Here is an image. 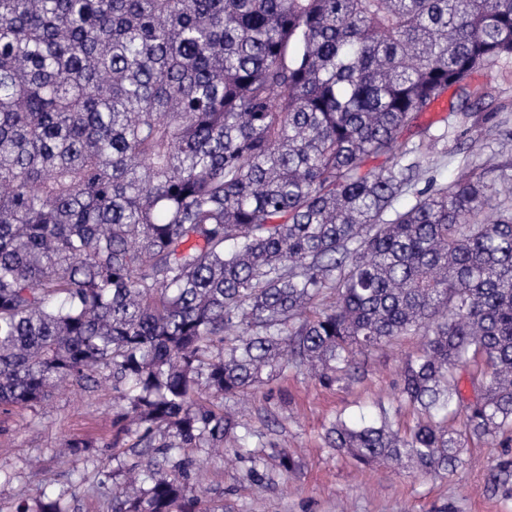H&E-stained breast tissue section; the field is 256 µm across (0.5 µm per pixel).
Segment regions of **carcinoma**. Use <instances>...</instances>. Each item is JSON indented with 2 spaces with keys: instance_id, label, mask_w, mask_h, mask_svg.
<instances>
[{
  "instance_id": "carcinoma-1",
  "label": "carcinoma",
  "mask_w": 512,
  "mask_h": 512,
  "mask_svg": "<svg viewBox=\"0 0 512 512\" xmlns=\"http://www.w3.org/2000/svg\"><path fill=\"white\" fill-rule=\"evenodd\" d=\"M511 57L512 0H0V407L108 379L118 452L154 451L112 512H224L178 456L241 455L225 397L293 367L349 385L419 333L397 393L414 426L382 407L325 443L455 475L512 430V204L488 216L471 176L399 211L421 151H395ZM485 490L512 493V451Z\"/></svg>"
}]
</instances>
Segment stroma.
Wrapping results in <instances>:
<instances>
[{
  "instance_id": "obj_1",
  "label": "stroma",
  "mask_w": 512,
  "mask_h": 512,
  "mask_svg": "<svg viewBox=\"0 0 512 512\" xmlns=\"http://www.w3.org/2000/svg\"><path fill=\"white\" fill-rule=\"evenodd\" d=\"M471 84L487 91L496 114L483 130L482 149L467 151L473 120L456 108L454 93L445 94L406 135L412 145L429 135L438 139L423 157L417 189L445 185L464 172L483 175L500 190L512 186V59L479 69ZM420 345V336L411 335L379 348L367 357L364 377L350 385L326 388L296 368L257 384L243 402L242 421L256 433L250 444L264 460L262 479L232 451L187 448L181 456L191 487L224 512H512V498L484 491L500 453L487 442H472L458 474L447 479L362 467L326 447L323 436L335 418L378 417L380 405L395 396L405 356ZM118 405L107 380L91 392L69 387L35 408L0 412V512H14L43 488L65 493L69 512H111L112 487L122 480L112 452ZM75 440L82 448L60 456ZM285 454L295 463L288 471L280 465Z\"/></svg>"
}]
</instances>
